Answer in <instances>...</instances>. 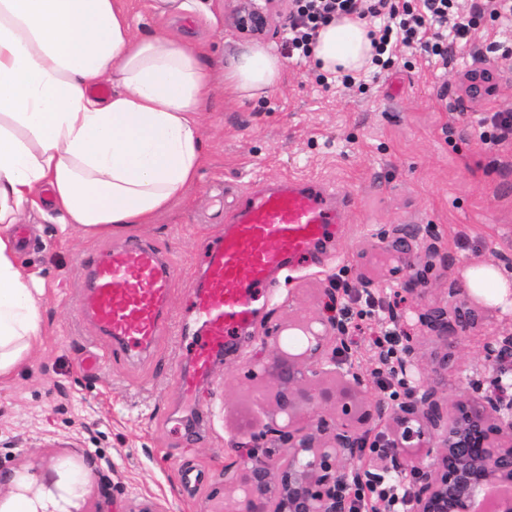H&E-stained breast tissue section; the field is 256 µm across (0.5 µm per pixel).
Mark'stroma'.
<instances>
[{"label":"stroma","mask_w":512,"mask_h":512,"mask_svg":"<svg viewBox=\"0 0 512 512\" xmlns=\"http://www.w3.org/2000/svg\"><path fill=\"white\" fill-rule=\"evenodd\" d=\"M202 9L172 10L160 0H128L137 36L168 33L205 49L210 97L202 136L208 161L197 182L156 223L109 236L61 238L54 213L24 214L28 244L19 258L43 281L44 330L14 375L0 382V500H11L27 475L39 490H76L74 512H126L128 491L150 497L158 512H214L224 467L237 444L272 415L287 356L266 336L294 340L290 323L323 313L331 279L351 291L398 294L399 323L435 371L442 398L463 395L483 375L487 337L512 333V314L488 306L477 325L445 351L415 312L443 307L461 269L484 261L512 269V137L483 143L482 119L512 110V62L486 55L498 29L480 21L476 53L455 51L439 64L411 48L380 75L365 72V90L320 80L312 62L285 57L284 73L267 99L246 101L224 88V62L243 39L227 21L225 0H201ZM494 70L491 91L468 92L471 69ZM286 177L311 178L332 205L347 207L310 258L276 276L277 288L251 325L215 362L194 402L178 390L190 372L194 348L175 331L190 322L191 294L202 286L204 263L223 237L235 209L252 193ZM140 241L174 263L169 298L172 329L134 355L110 352L111 341L75 304L85 292L97 254ZM428 280L415 279L425 264ZM109 350L100 370L82 367L90 351ZM452 358L440 370L444 353ZM112 464L115 491L104 502L93 473ZM198 483L181 479L183 470Z\"/></svg>","instance_id":"1"}]
</instances>
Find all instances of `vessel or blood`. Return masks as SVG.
I'll use <instances>...</instances> for the list:
<instances>
[{"instance_id":"1","label":"vessel or blood","mask_w":512,"mask_h":512,"mask_svg":"<svg viewBox=\"0 0 512 512\" xmlns=\"http://www.w3.org/2000/svg\"><path fill=\"white\" fill-rule=\"evenodd\" d=\"M345 221L316 181L286 178L253 194L232 217L218 249L206 259L205 280L192 296L197 326L193 375L180 378L195 395L216 351L248 326L275 271L293 265ZM174 266L147 245L131 244L96 258L90 287L78 302L103 334L127 352L148 348L167 323Z\"/></svg>"}]
</instances>
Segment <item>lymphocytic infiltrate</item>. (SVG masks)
<instances>
[{"label":"lymphocytic infiltrate","instance_id":"obj_1","mask_svg":"<svg viewBox=\"0 0 512 512\" xmlns=\"http://www.w3.org/2000/svg\"><path fill=\"white\" fill-rule=\"evenodd\" d=\"M472 9V20L464 23L455 19L457 0H295L286 51L310 57L321 24L334 17L354 16L375 25L372 63L377 68L389 67L398 48L412 46L444 62L454 46L471 45L477 19L487 16L512 25V4L503 5L502 0H472ZM408 495V486L380 473L367 485L352 488L349 512H374L378 498L392 500V512H405Z\"/></svg>","mask_w":512,"mask_h":512}]
</instances>
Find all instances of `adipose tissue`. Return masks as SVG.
<instances>
[{
	"instance_id": "obj_1",
	"label": "adipose tissue",
	"mask_w": 512,
	"mask_h": 512,
	"mask_svg": "<svg viewBox=\"0 0 512 512\" xmlns=\"http://www.w3.org/2000/svg\"><path fill=\"white\" fill-rule=\"evenodd\" d=\"M369 32L352 16L330 20L314 66L334 76L366 70ZM283 70L277 55L250 45L226 79L252 100ZM105 84L111 95L97 96ZM208 96L201 53L166 35L135 36L123 0H0V380L43 336L45 288L19 262L11 226L45 206L64 236L154 223L206 163ZM461 276L482 301L512 308L511 270L473 263Z\"/></svg>"
}]
</instances>
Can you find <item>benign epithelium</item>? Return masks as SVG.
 <instances>
[{
    "label": "benign epithelium",
    "instance_id": "obj_1",
    "mask_svg": "<svg viewBox=\"0 0 512 512\" xmlns=\"http://www.w3.org/2000/svg\"><path fill=\"white\" fill-rule=\"evenodd\" d=\"M229 20L242 37L260 39L271 30L274 15L288 0H226ZM446 308L416 313L418 321L452 347L473 328L476 310L468 306L467 288H450ZM324 332L306 323L294 327L307 335V347L294 355L302 368L291 369L275 394L273 414H292L294 391L303 384L330 380L341 397L364 393L353 370L336 367V350L344 343V324L333 313L320 317ZM482 363L490 378H474L470 390L454 401L443 400L430 372L420 363L418 347L408 341L397 371L417 385L391 405L373 401L380 422L390 432L386 449L373 458L377 469L411 488V512H478V505H498L512 512V399L503 395L512 381V334L493 336L483 345ZM345 404L333 417L317 416L307 425L281 426L274 417L240 445L237 459L224 466L223 512H348L345 490L356 473L359 421ZM422 449L407 454L411 441Z\"/></svg>",
    "mask_w": 512,
    "mask_h": 512
}]
</instances>
